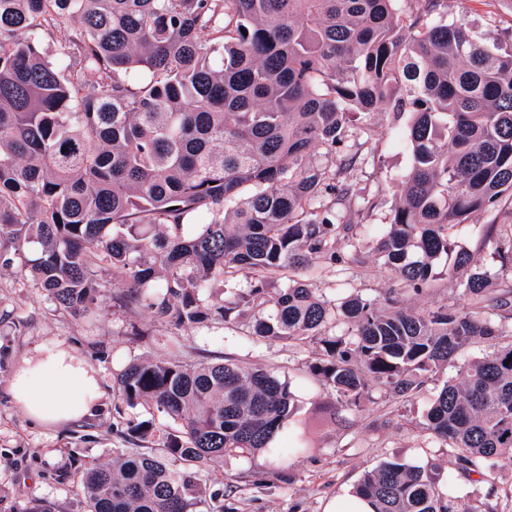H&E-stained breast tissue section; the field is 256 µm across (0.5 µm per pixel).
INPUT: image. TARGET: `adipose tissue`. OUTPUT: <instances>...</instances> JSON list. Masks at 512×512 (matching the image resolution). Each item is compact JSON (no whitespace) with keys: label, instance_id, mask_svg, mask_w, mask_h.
<instances>
[{"label":"adipose tissue","instance_id":"ef3b65f1","mask_svg":"<svg viewBox=\"0 0 512 512\" xmlns=\"http://www.w3.org/2000/svg\"><path fill=\"white\" fill-rule=\"evenodd\" d=\"M6 391L25 416L43 426L91 417L100 409L96 370L59 342L34 346Z\"/></svg>","mask_w":512,"mask_h":512}]
</instances>
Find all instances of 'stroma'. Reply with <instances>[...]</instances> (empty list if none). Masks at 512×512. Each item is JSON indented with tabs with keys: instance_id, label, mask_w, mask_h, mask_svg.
<instances>
[{
	"instance_id": "1",
	"label": "stroma",
	"mask_w": 512,
	"mask_h": 512,
	"mask_svg": "<svg viewBox=\"0 0 512 512\" xmlns=\"http://www.w3.org/2000/svg\"><path fill=\"white\" fill-rule=\"evenodd\" d=\"M442 21L463 22L470 34L488 48L512 45V0H448ZM359 123L380 130L373 150L361 149L356 132H349L344 150L359 152L351 181L355 205L348 217L353 242L366 259L362 268L329 265L311 258V272L326 298L343 302L353 297L384 300L400 297L417 310L458 302L461 291L447 280L436 281L426 296L402 293L397 278L384 267L376 247L388 231L391 213L402 195L412 155L406 145L409 117L397 123L380 113L360 115ZM503 216L479 211L453 230L456 245L468 249L477 265L491 276L506 273L483 248L487 224ZM34 249L12 254L10 268L0 270V512H23L37 501H49L62 512H87L76 474L90 462L111 460L116 448L140 447L129 436L128 422H152L156 432L172 427L164 414L146 405L120 404L117 377L137 360L168 352L174 332L164 319L146 309H127L116 301L126 285L100 272L105 295L98 311L75 319L56 308L37 281L26 272ZM180 355L189 361L228 360L260 367L289 382L297 395V419L306 423L314 448L305 456L278 457L256 452L227 458L223 471H200L199 482L223 492L226 512H323L328 498L342 487L358 485L363 475L391 460L406 464L435 462L447 477L460 504L486 501L496 512H512V469H495L490 481L457 469L445 449L425 429L427 412L446 382L456 380L459 362L442 366L425 390L408 402L372 389L361 409L340 408L335 420L321 415L335 400L334 390L313 379L308 366L314 347H294L278 340L254 346L246 324L207 322L179 332ZM60 342L85 357L96 369L101 389L99 412L91 418L47 428L28 419L5 391L15 371L37 344ZM285 471L287 480L255 486L258 472Z\"/></svg>"
}]
</instances>
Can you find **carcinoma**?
<instances>
[{"label": "carcinoma", "mask_w": 512, "mask_h": 512, "mask_svg": "<svg viewBox=\"0 0 512 512\" xmlns=\"http://www.w3.org/2000/svg\"><path fill=\"white\" fill-rule=\"evenodd\" d=\"M398 2L0 0V250L37 245L30 273L76 319L108 267L128 285L116 300L176 329L247 318L256 343L312 344L309 374L343 407L373 385L409 398L485 342L492 352L463 364L426 423L459 469L483 476L512 466V280L490 279L450 229L482 209L512 216V49L431 22L446 0ZM361 112L412 114V167L377 253L405 293L443 277L463 302L336 306L311 278L273 287L312 255L365 263L343 223L355 161L342 145ZM317 148L336 160L313 163ZM325 196L332 205L310 211ZM483 245L512 270V224L487 225ZM240 272L249 287L203 296ZM117 385L179 428L84 469L88 512H193L205 490L188 471L268 450L287 429L283 452L311 448L294 393L262 368L171 352L130 363ZM357 491L376 512H496L459 506L433 465L387 462Z\"/></svg>", "instance_id": "cac0c4a2"}]
</instances>
